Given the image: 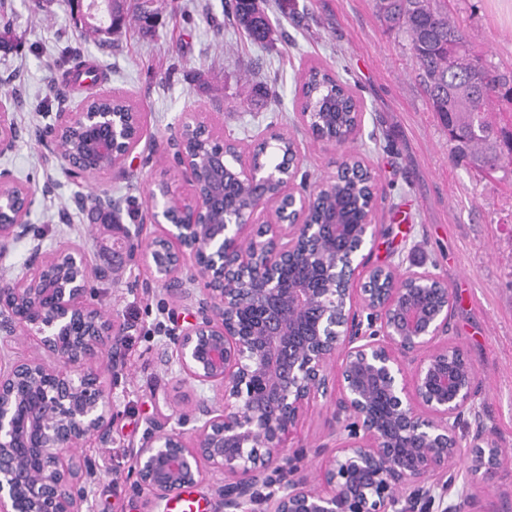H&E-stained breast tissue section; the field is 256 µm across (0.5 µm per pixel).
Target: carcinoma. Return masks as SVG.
<instances>
[{
    "instance_id": "obj_1",
    "label": "carcinoma",
    "mask_w": 512,
    "mask_h": 512,
    "mask_svg": "<svg viewBox=\"0 0 512 512\" xmlns=\"http://www.w3.org/2000/svg\"><path fill=\"white\" fill-rule=\"evenodd\" d=\"M267 0H228L226 7L238 29L250 40L267 45L274 41L265 9ZM382 27L387 32L403 34L415 59L417 77L429 108L452 136L449 152L458 162L472 165L493 161L507 171L512 167V132L489 117L488 104L493 98L512 104V71L494 70L492 83H483L481 70L490 63L473 51L467 30L448 14L443 0H375ZM112 14L143 31L152 28L151 18L141 9L140 0H112ZM302 112L307 114L312 133L348 140L359 123L360 106L350 90L327 71L311 67L301 85ZM97 109L106 112H130L132 108L120 97L101 98ZM275 144L263 141L254 147V161L278 167L289 150L287 142L274 135ZM352 164L351 174L330 186L324 208L336 211L344 224H358L362 219L358 200L367 184Z\"/></svg>"
}]
</instances>
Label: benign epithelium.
Wrapping results in <instances>:
<instances>
[{
    "instance_id": "benign-epithelium-1",
    "label": "benign epithelium",
    "mask_w": 512,
    "mask_h": 512,
    "mask_svg": "<svg viewBox=\"0 0 512 512\" xmlns=\"http://www.w3.org/2000/svg\"><path fill=\"white\" fill-rule=\"evenodd\" d=\"M83 24L106 9L105 0H72ZM142 114L58 112L40 139L77 176L105 174L128 158L140 140L128 137ZM202 130L228 144L200 112L184 117L178 166L193 196L158 184L151 196L153 223L143 262L168 292L184 296L202 275L196 318L173 337L174 363L186 379L221 395L198 408L190 438L156 426L135 452L137 487L148 492L149 512L199 483L202 466L224 476L217 488L224 512H246L268 470L281 460L305 411L324 401L328 435L336 442L321 456L314 478L292 469L263 499L265 512H408L401 502L429 508L454 486L448 462L459 454L457 430L474 419L467 469L499 467L503 449L476 413L474 366L448 369L451 293L430 307L419 285L428 271L399 273L384 288L364 287L374 267L360 259L374 243L373 209L353 228L329 214L305 217L327 192L319 183L299 193L298 165L287 172L253 166L241 152L235 178L251 191L245 219L224 203V153L196 148ZM13 113L0 102V154L14 147ZM207 167L208 179L198 178ZM34 194L0 171V259L29 231ZM326 237L356 238L358 248L327 257ZM323 269L321 287L284 284L281 272L300 263ZM88 267L77 247L63 242L32 252L27 273L0 279V335L32 336L38 351L0 366V512H84L95 465L79 449L108 438L112 404L97 374L122 345L123 329L92 302ZM258 321L241 331L239 313ZM367 312V321L361 313ZM439 496H434V493Z\"/></svg>"
}]
</instances>
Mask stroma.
Segmentation results:
<instances>
[{"instance_id": "35a3bbf8", "label": "stroma", "mask_w": 512, "mask_h": 512, "mask_svg": "<svg viewBox=\"0 0 512 512\" xmlns=\"http://www.w3.org/2000/svg\"><path fill=\"white\" fill-rule=\"evenodd\" d=\"M224 2L175 0L154 33L130 28L103 48L76 27L65 0H0V90L20 96L11 106L19 136L0 154V170L35 196L30 233L13 243L0 274H22L34 244L51 252L72 242L90 266L95 303L125 326L119 358L98 370L112 401V440L87 449L96 464L94 512H145L148 494L135 486L133 452L152 425L193 415L199 398L215 397L162 357L170 335L193 313L192 301L169 294L137 256L112 250L130 231H139L143 242L159 234L149 214L158 182L191 195L171 145L188 112L207 113L225 137L248 148L273 133L288 136L312 184L357 153L378 185L370 263L414 265L448 285L446 340L475 367L481 421L512 455V173L488 176L452 160L448 131L429 109L407 39L383 31L375 0H291L287 13H269L277 38L267 49L240 37ZM448 10L477 54L512 70V0H450ZM77 59L97 64L95 88L66 83ZM249 63L256 80L277 95L242 109L237 102ZM312 66L330 70L359 100L353 142L318 140L301 120L300 82ZM94 89L118 92L142 112L143 138L112 172L75 180L35 130L45 115L77 110ZM103 196L120 208L116 225L91 216L95 198ZM327 420L324 406L306 412L287 451L292 466L311 477L320 452L333 444ZM448 474L455 491L430 512L456 504L461 512H512V462L474 476L461 455L449 462Z\"/></svg>"}]
</instances>
